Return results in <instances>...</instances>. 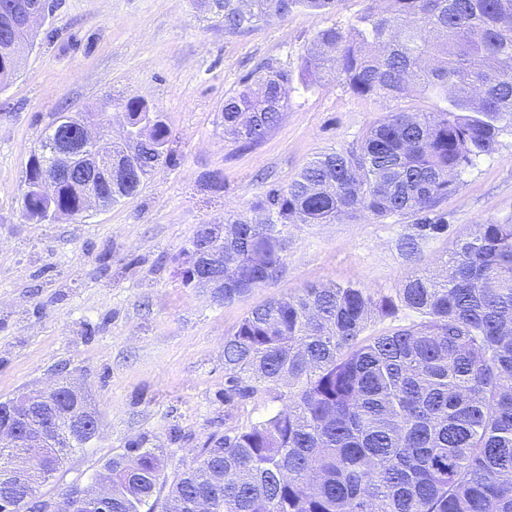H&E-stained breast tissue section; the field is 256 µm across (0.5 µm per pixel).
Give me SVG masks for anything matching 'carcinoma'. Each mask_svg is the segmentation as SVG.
Instances as JSON below:
<instances>
[{
  "label": "carcinoma",
  "mask_w": 512,
  "mask_h": 512,
  "mask_svg": "<svg viewBox=\"0 0 512 512\" xmlns=\"http://www.w3.org/2000/svg\"><path fill=\"white\" fill-rule=\"evenodd\" d=\"M200 11L245 32L297 9H336L340 0H192ZM347 29L323 28L302 57L317 80L341 77L361 97L400 98L422 91L443 98L435 112H388L359 150L330 152L310 162L288 186L272 189L251 211L203 224L183 250L179 275L206 288L224 274V302L276 281L288 251V229L328 224L359 214L418 217L399 244L419 261L421 245L448 230L434 215L438 200L512 127V0H374ZM21 55L0 36V84L19 70ZM288 72L273 66L224 100V135L260 144L288 107ZM126 125L147 133L112 144L118 167L136 178L96 182L116 204L136 194L156 163L172 152L165 116L139 97L105 101L90 119L111 130L112 108ZM54 125L30 156L24 207L28 219L50 224L79 215L84 188L60 183L51 197L35 190V164ZM224 250V270L197 263L204 239ZM408 310L416 320L372 333L378 318ZM224 401L277 392L283 407L234 429L160 497L164 461L156 448H132L98 473L112 481L110 512H512V219L474 225L438 269L418 268L395 295L372 294L356 282L308 285L251 309L224 339ZM66 383L41 391L34 413L56 412L40 483L64 467L68 454L93 435L74 430L63 402ZM27 448L0 447V469L20 468ZM23 485L0 483V500L24 512Z\"/></svg>",
  "instance_id": "obj_1"
}]
</instances>
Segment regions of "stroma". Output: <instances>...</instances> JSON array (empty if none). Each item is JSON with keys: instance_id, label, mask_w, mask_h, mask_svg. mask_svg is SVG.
<instances>
[{"instance_id": "obj_1", "label": "stroma", "mask_w": 512, "mask_h": 512, "mask_svg": "<svg viewBox=\"0 0 512 512\" xmlns=\"http://www.w3.org/2000/svg\"><path fill=\"white\" fill-rule=\"evenodd\" d=\"M52 4L18 75L0 87V401L63 377L85 390L98 433L41 486L57 499L91 487L112 456L137 445L164 449L174 481L210 437L276 413L282 403L271 394L224 401V339L270 296L348 282L394 293L413 269L398 247L415 222L408 214L291 228L279 278L230 304L184 287L174 270L200 225L249 212L321 154L358 150L385 113L442 102L415 92L364 98L340 78L304 81L301 57L316 32L350 25L372 0H342L330 13L298 9L235 34L190 0ZM269 65L292 77L288 108L264 142L245 147L225 138L217 112ZM134 96L164 113L172 155L121 203L54 224L28 220L27 164L47 125ZM214 173L224 178L217 194L205 186ZM436 211L448 230L423 244L429 267L473 225L512 216L511 127Z\"/></svg>"}]
</instances>
